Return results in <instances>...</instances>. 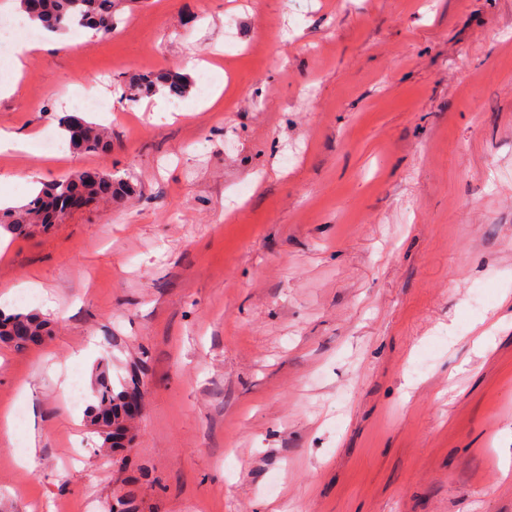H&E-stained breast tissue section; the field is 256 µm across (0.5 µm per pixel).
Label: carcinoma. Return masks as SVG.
I'll use <instances>...</instances> for the list:
<instances>
[{
    "instance_id": "1",
    "label": "carcinoma",
    "mask_w": 512,
    "mask_h": 512,
    "mask_svg": "<svg viewBox=\"0 0 512 512\" xmlns=\"http://www.w3.org/2000/svg\"><path fill=\"white\" fill-rule=\"evenodd\" d=\"M20 11L33 21L57 29L68 30L74 25L91 28L107 36L112 34L116 0H19ZM163 88L168 95L182 97L190 90L187 78L172 72L137 80L130 87V96L136 98ZM60 125L68 134L70 148L78 152H105L111 149L105 129L87 122L75 115L60 118ZM83 171L74 176L61 178L43 187L30 201L6 216L0 223L6 231L20 235L28 227L41 223V212L48 209V202L57 204L65 201L72 193H81L88 199L112 201L129 191L126 182L115 179L112 174L96 172L97 178H87ZM26 324L33 336H48L52 327L50 321L36 312H0V343L17 349L30 345L29 339L16 334V324ZM125 389L117 391L106 375L99 374L95 404L88 414V425L99 433L113 448L123 447L124 424L127 413Z\"/></svg>"
}]
</instances>
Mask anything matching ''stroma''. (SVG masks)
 Wrapping results in <instances>:
<instances>
[{
	"mask_svg": "<svg viewBox=\"0 0 512 512\" xmlns=\"http://www.w3.org/2000/svg\"><path fill=\"white\" fill-rule=\"evenodd\" d=\"M116 18L0 98L33 147L0 153L12 207L81 171L132 186L0 233V308L55 324L0 344V420L26 413L0 439V512H512V0H122ZM197 58L224 74L209 108ZM165 71L191 81L169 110L126 97ZM73 112L111 152L42 150ZM103 362L115 387L140 379L115 453L87 425Z\"/></svg>",
	"mask_w": 512,
	"mask_h": 512,
	"instance_id": "obj_1",
	"label": "stroma"
}]
</instances>
